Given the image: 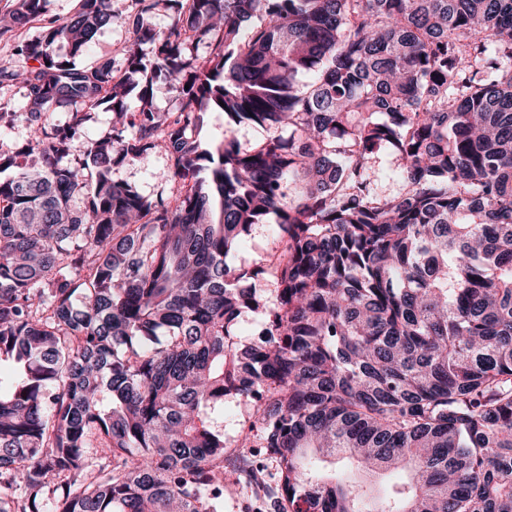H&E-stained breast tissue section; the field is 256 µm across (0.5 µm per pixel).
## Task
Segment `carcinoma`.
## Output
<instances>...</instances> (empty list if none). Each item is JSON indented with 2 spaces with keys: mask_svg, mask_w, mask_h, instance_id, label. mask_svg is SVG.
Masks as SVG:
<instances>
[{
  "mask_svg": "<svg viewBox=\"0 0 512 512\" xmlns=\"http://www.w3.org/2000/svg\"><path fill=\"white\" fill-rule=\"evenodd\" d=\"M114 17L81 0L0 67L27 91L0 129L35 130L0 149V476L24 481L0 512H220L229 468L268 512H512V0H132L123 66L84 63ZM212 111L269 135L208 147ZM154 153L171 201L110 176ZM271 218L276 301L241 347L265 270L226 257ZM228 396L253 408L233 457L206 416ZM338 460L407 480L375 495ZM154 105L163 112H177L181 105L178 85L160 82L154 85ZM111 123L112 114L110 112L99 111L94 113L92 119L86 123L87 128L84 129V133L73 145L70 156L72 162H79L83 157L89 139L110 131ZM377 172V190L386 195H397L403 191L404 181L400 175L399 162L387 150L381 153L374 164Z\"/></svg>",
  "mask_w": 512,
  "mask_h": 512,
  "instance_id": "cac0c4a2",
  "label": "carcinoma"
}]
</instances>
